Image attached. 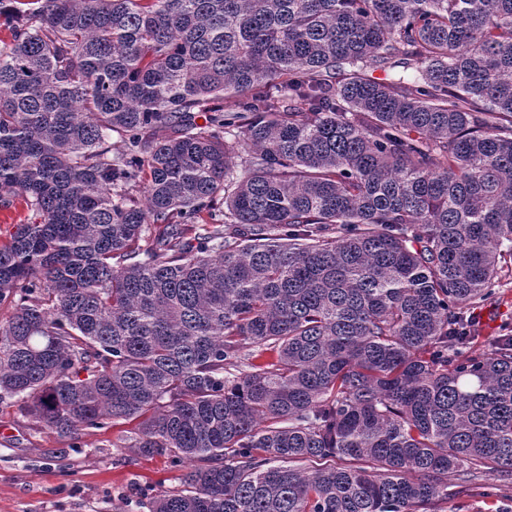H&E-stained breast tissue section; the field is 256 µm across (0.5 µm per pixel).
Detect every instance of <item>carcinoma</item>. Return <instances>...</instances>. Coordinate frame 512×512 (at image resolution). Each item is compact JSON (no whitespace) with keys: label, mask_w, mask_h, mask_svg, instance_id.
<instances>
[{"label":"carcinoma","mask_w":512,"mask_h":512,"mask_svg":"<svg viewBox=\"0 0 512 512\" xmlns=\"http://www.w3.org/2000/svg\"><path fill=\"white\" fill-rule=\"evenodd\" d=\"M4 1L0 403L138 421L149 512L512 476V0ZM499 290L497 289L496 295L494 298L486 301L478 307L480 308H496L500 304L506 305V310L501 311L500 313L503 314L502 316L498 317V324L496 329L493 331H483V335L480 339L481 346L483 349H490L491 345L496 340L497 336H500L504 332H500L499 325L507 321L509 324H511L512 327V263H508V268L505 267L503 272L501 273V280L499 284Z\"/></svg>","instance_id":"1"}]
</instances>
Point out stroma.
<instances>
[{
    "label": "stroma",
    "instance_id": "stroma-1",
    "mask_svg": "<svg viewBox=\"0 0 512 512\" xmlns=\"http://www.w3.org/2000/svg\"><path fill=\"white\" fill-rule=\"evenodd\" d=\"M134 426L117 422L61 435L0 404V512H148L179 487L183 467L133 448ZM440 512H512V480L490 474L450 486Z\"/></svg>",
    "mask_w": 512,
    "mask_h": 512
}]
</instances>
